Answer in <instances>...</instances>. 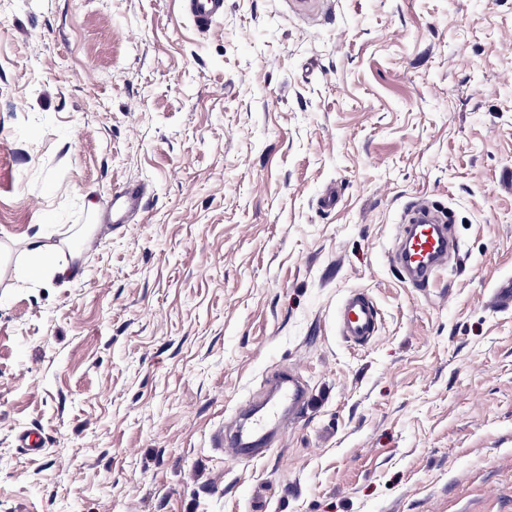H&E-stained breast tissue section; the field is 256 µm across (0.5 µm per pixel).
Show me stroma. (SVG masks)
Masks as SVG:
<instances>
[{
    "instance_id": "stroma-1",
    "label": "stroma",
    "mask_w": 512,
    "mask_h": 512,
    "mask_svg": "<svg viewBox=\"0 0 512 512\" xmlns=\"http://www.w3.org/2000/svg\"><path fill=\"white\" fill-rule=\"evenodd\" d=\"M421 200L465 255L427 293ZM38 232L68 276L19 280ZM510 278L512 0H0V512H512ZM287 368L302 418L214 448ZM185 9L196 23L208 24L224 14V0H184ZM145 189L141 185L126 186L112 194V221L128 224L129 217L143 209ZM448 217L426 204L411 208L404 217L393 261L414 288H428L448 266V257H460V245L454 238ZM338 322L342 336L354 344H364L376 336L378 311L366 293L351 291L340 306Z\"/></svg>"
}]
</instances>
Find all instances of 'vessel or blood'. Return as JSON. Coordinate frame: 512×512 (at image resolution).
Segmentation results:
<instances>
[{"instance_id": "vessel-or-blood-1", "label": "vessel or blood", "mask_w": 512, "mask_h": 512, "mask_svg": "<svg viewBox=\"0 0 512 512\" xmlns=\"http://www.w3.org/2000/svg\"><path fill=\"white\" fill-rule=\"evenodd\" d=\"M185 9L196 23L206 24L223 15L224 0H184ZM143 186H127L112 195V221L128 223L130 216L143 209ZM460 254L448 217L425 204L411 208L399 227L393 261L399 265L407 283L416 288L432 286L447 267L449 257ZM341 333L350 342L364 344L378 328V311L364 292H349L338 312ZM306 404V387L295 371L275 379L274 393L233 431L222 435L227 446L238 453L261 455L273 444L274 435L286 420H299Z\"/></svg>"}]
</instances>
